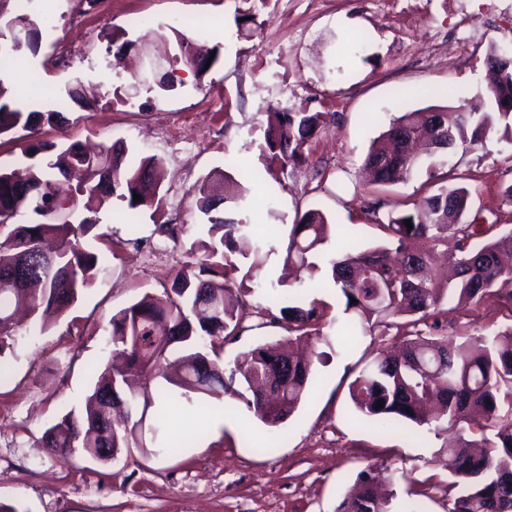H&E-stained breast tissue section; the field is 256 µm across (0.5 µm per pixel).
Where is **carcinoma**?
I'll use <instances>...</instances> for the list:
<instances>
[{"instance_id":"obj_1","label":"carcinoma","mask_w":512,"mask_h":512,"mask_svg":"<svg viewBox=\"0 0 512 512\" xmlns=\"http://www.w3.org/2000/svg\"><path fill=\"white\" fill-rule=\"evenodd\" d=\"M0 0V63L7 50L22 43L35 52L41 31L30 9H4ZM180 56L198 74L206 72L215 48L181 38ZM499 46L487 50L486 109L464 105L435 106L431 112H405L392 119L372 142L361 173L368 185L384 187L418 175L422 157L393 147L398 131L413 135L432 164L443 165L452 152L484 146L492 133L512 141V65L498 60ZM264 131L265 172L307 161L313 135L326 122L322 112H274ZM57 109L25 111L14 102L0 78V135L17 127L36 134L44 125L61 128ZM29 160L25 176L0 166V355L18 336L14 315L28 312L33 325L46 328L50 314L67 312L105 269L104 258L90 249L86 237L99 224L111 201L131 212L146 207L158 213L163 196L157 180L159 160L143 157L125 162L123 146L101 145L91 151L79 142L58 145L33 140L22 149ZM197 206L206 217L207 238L186 249L189 261L176 271L171 285L118 311L110 321V361L81 413L65 414L43 434L42 445L62 459L83 456L109 462L133 448L158 444L165 416L155 419L153 441L139 431L155 404L140 387L159 382L158 397L174 386L192 406L205 396L228 393L268 427L288 420L305 400L314 362L294 355L283 343L259 344L224 363V340L245 327L243 300L234 291L240 260L249 261L243 278L259 268L272 236L257 234L246 214L249 188L219 172L198 187ZM71 201L70 221L52 209L55 196ZM142 200L134 201V195ZM233 201L236 216L225 215ZM469 190L443 185L409 209L376 221L382 242L364 250L351 246L329 253L332 224L320 210L306 211L292 225L284 262L294 263L333 284L345 299L346 317L334 319L336 335L320 332L322 303L277 307L271 315L288 335L312 339L341 355L359 336L371 332L372 319L383 323L402 318L397 326L400 352L381 349L349 384V399L361 416L391 428L412 426L443 438L453 498L449 512H512V328L458 341L446 336L412 337L409 328L424 319L450 312L448 305L481 300L493 293L512 296V267L502 255L512 254V227L487 224L468 212ZM411 220L413 228L405 225ZM453 246L456 272L443 284L435 281L432 256ZM355 302H350V299ZM383 406H377V402ZM395 480L394 471L369 464L337 512H419L409 502L394 510L366 483Z\"/></svg>"}]
</instances>
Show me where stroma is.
<instances>
[{
    "label": "stroma",
    "mask_w": 512,
    "mask_h": 512,
    "mask_svg": "<svg viewBox=\"0 0 512 512\" xmlns=\"http://www.w3.org/2000/svg\"><path fill=\"white\" fill-rule=\"evenodd\" d=\"M38 52L11 57L9 87L28 108L49 109L77 81H93L88 105L66 110L64 129L41 127L38 140L120 144L162 160L164 210L144 208L136 223L114 201L100 212L92 247L106 270L46 329L22 324L6 350L10 375L0 383V503L18 512H336L358 472L383 463L402 477L397 500L420 512H450L449 476L440 439L388 430L357 416L348 385L396 330L375 326L341 355L315 363L310 393L283 424L264 425L232 396L204 398L196 409L165 407L168 434L183 444L171 455L135 450L108 463L60 460L41 446L44 431L80 410L108 356L110 319L144 294L162 293L200 237L195 188L223 170L225 155L263 169V130L272 112H324L328 122L305 164L285 167L250 190L249 217L276 224L275 251L245 296V332L224 343L225 361L284 335L271 325L267 288L287 277V302H322L329 317L344 299L331 285L310 288L307 271H284L289 226L321 210L352 228L359 248L376 245L375 218L363 201L387 209L422 196L421 178L375 191L357 181L371 140L402 113L455 106L484 91L490 45L512 44V0H108L103 14L85 0H35ZM145 20L136 26L128 14ZM361 33L354 49L347 42ZM219 52L204 75L177 63L178 35ZM129 42L125 72L113 71V42ZM175 78L166 93L138 85L150 60ZM470 191V210L512 226V142L492 136L484 148L456 155L432 171ZM183 226L180 243L157 223ZM512 326V298L491 296L448 314L438 330L469 336Z\"/></svg>",
    "instance_id": "obj_1"
}]
</instances>
